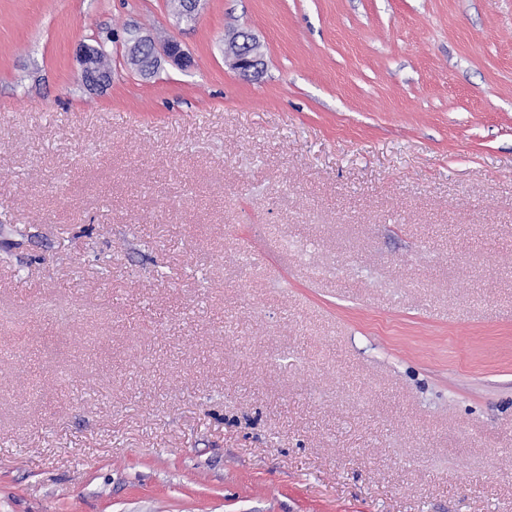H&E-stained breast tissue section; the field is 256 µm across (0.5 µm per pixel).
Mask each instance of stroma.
Masks as SVG:
<instances>
[{"instance_id":"stroma-1","label":"stroma","mask_w":512,"mask_h":512,"mask_svg":"<svg viewBox=\"0 0 512 512\" xmlns=\"http://www.w3.org/2000/svg\"><path fill=\"white\" fill-rule=\"evenodd\" d=\"M0 512H512V0H0ZM127 35L124 41L126 63L143 77L154 73L161 58L181 67H187L191 62L181 42L175 38H167L158 45L150 35H143L137 29L128 30ZM144 47L149 50L150 67L144 66L141 62L140 52ZM247 47L232 39L224 45V63L244 77L255 76L262 69V53L255 37L247 33ZM100 49L82 44L77 49L81 79L90 90L102 88L110 82L111 77L100 70Z\"/></svg>"}]
</instances>
